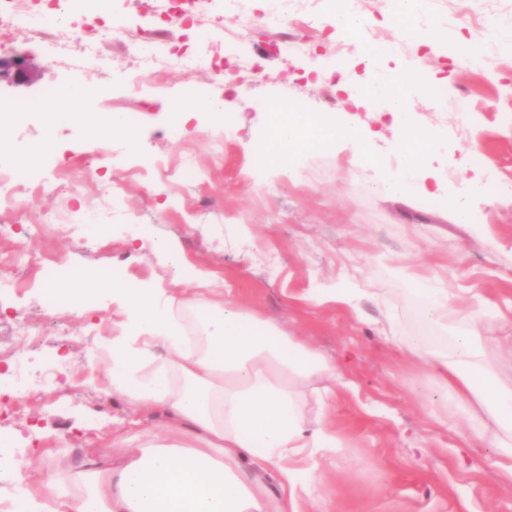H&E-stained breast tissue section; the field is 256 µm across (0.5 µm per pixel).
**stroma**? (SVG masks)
I'll list each match as a JSON object with an SVG mask.
<instances>
[{"mask_svg": "<svg viewBox=\"0 0 512 512\" xmlns=\"http://www.w3.org/2000/svg\"><path fill=\"white\" fill-rule=\"evenodd\" d=\"M269 8V0H209L208 15L221 17L220 25L171 31L180 52L209 43L208 64L167 70L158 95L59 67L43 45L16 32L11 53L23 57L25 73L0 69V98L29 102L47 87L77 80L94 89L78 105V121L54 133L53 151L68 162L64 190L51 198L28 195L22 219L18 210H0V225H15L18 245L72 270L120 267L140 283L183 291L186 283L153 252L155 241L172 242L188 264L215 273L226 301L341 362V379H316L301 389L308 420L326 418L336 436L335 447L314 455L319 481L305 512H512V478L499 466L495 421L462 407L408 351L417 342L451 353L456 337L475 330L481 365L512 383V193L492 185L512 178V0H489L475 13L456 0H423L418 26L447 32L446 44L406 40L379 62L368 60L363 47L395 39L387 0H369L362 11L369 24L354 39H342L328 14L314 16L300 30L314 57L335 43L346 47L323 70L314 57L293 60L275 51L276 32L264 20ZM243 26L257 74L245 81L215 76L214 67L235 51L230 32ZM464 41L476 43L485 68L455 52ZM411 58L433 77L432 93L413 97L411 108L419 127L442 137L444 156L435 165L445 187L468 201L475 226L457 223L439 196L423 190L406 197L376 192L374 171L346 143L311 151L282 170L256 165L250 145L263 134L271 97L382 131L372 150L384 159L394 155L399 134L391 115L350 105L346 92ZM205 84L223 100L235 134L220 161L198 135L219 121L184 109L189 88ZM462 93L471 101L464 141L449 134L463 118L455 109ZM101 112L135 116L145 155L169 169L184 153L196 156L208 179L179 184L192 208L170 209L164 184L131 181L127 219H114L97 236L68 233L62 224L34 232L45 211L96 205L107 178H124L119 169L105 177L87 167L99 147L88 129ZM419 273L466 309L454 329L429 324ZM17 317L30 335L12 331ZM111 319V299L74 310L44 302L38 288L22 289L0 307V364L22 354L35 373L58 355L69 359L57 382L24 396L20 413L8 411L11 397L0 398V450L33 462L0 482L1 500L18 498L22 486L68 500L81 488L76 472L88 457L108 449L120 462L163 426L159 416L132 423L131 406L105 392L110 362L100 351L112 343Z\"/></svg>", "mask_w": 512, "mask_h": 512, "instance_id": "stroma-1", "label": "stroma"}]
</instances>
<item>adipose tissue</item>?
Here are the masks:
<instances>
[{"label": "adipose tissue", "instance_id": "1", "mask_svg": "<svg viewBox=\"0 0 512 512\" xmlns=\"http://www.w3.org/2000/svg\"><path fill=\"white\" fill-rule=\"evenodd\" d=\"M421 0H389L401 34L425 44L446 34L416 25ZM163 266L191 285L188 293L113 286L80 276L76 296L111 294L118 309L109 352V394L138 413H163L154 443L128 450L121 467L93 470L71 500V512H301L313 488L294 467L315 449L335 444L327 427L314 430L295 389L339 369L309 344L285 334L248 308L220 298L208 275L188 268L182 253L159 240ZM427 357L428 366L463 404L492 416L498 446L512 474V383L488 373L477 360L475 338L454 355ZM276 466L278 495L248 478L241 462Z\"/></svg>", "mask_w": 512, "mask_h": 512}]
</instances>
